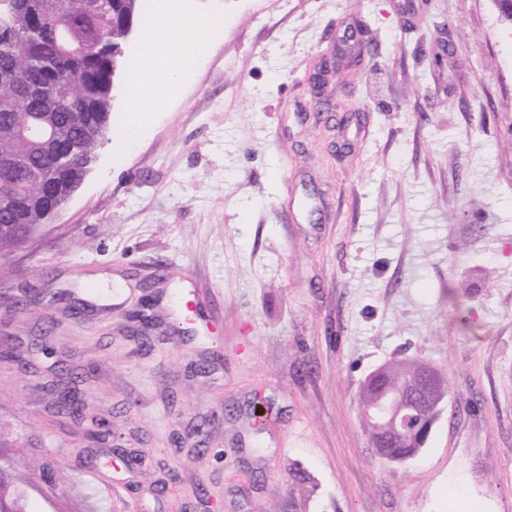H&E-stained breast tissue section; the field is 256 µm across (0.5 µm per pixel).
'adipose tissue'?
Masks as SVG:
<instances>
[{"label":"adipose tissue","instance_id":"ef3b65f1","mask_svg":"<svg viewBox=\"0 0 512 512\" xmlns=\"http://www.w3.org/2000/svg\"><path fill=\"white\" fill-rule=\"evenodd\" d=\"M209 30L204 17L178 9L173 0H161L140 46L141 66L132 78L137 93L130 98L132 118L124 131L125 143L143 134L162 89L173 87L196 62Z\"/></svg>","mask_w":512,"mask_h":512}]
</instances>
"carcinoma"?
I'll use <instances>...</instances> for the list:
<instances>
[{
	"label": "carcinoma",
	"mask_w": 512,
	"mask_h": 512,
	"mask_svg": "<svg viewBox=\"0 0 512 512\" xmlns=\"http://www.w3.org/2000/svg\"><path fill=\"white\" fill-rule=\"evenodd\" d=\"M143 0H0V254L6 255L83 182L109 128L113 77ZM420 361L372 372L360 408L386 400L418 378ZM75 381L54 387L53 406L108 431L80 411ZM366 429L391 457L418 451L413 439ZM9 468H0V512H24Z\"/></svg>",
	"instance_id": "carcinoma-1"
}]
</instances>
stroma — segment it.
Instances as JSON below:
<instances>
[{"mask_svg":"<svg viewBox=\"0 0 512 512\" xmlns=\"http://www.w3.org/2000/svg\"><path fill=\"white\" fill-rule=\"evenodd\" d=\"M182 3L214 20L189 78L125 146L120 68L108 144L0 258V451L29 512H512L494 0ZM405 359L447 376V405L422 454L383 463L359 391ZM63 367L109 436L55 413Z\"/></svg>","mask_w":512,"mask_h":512,"instance_id":"stroma-1","label":"stroma"}]
</instances>
